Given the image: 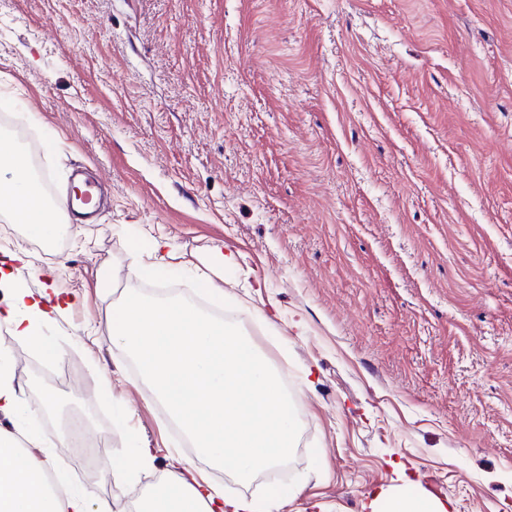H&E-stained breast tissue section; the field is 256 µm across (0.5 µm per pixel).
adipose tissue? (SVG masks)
I'll use <instances>...</instances> for the list:
<instances>
[{
    "label": "adipose tissue",
    "mask_w": 512,
    "mask_h": 512,
    "mask_svg": "<svg viewBox=\"0 0 512 512\" xmlns=\"http://www.w3.org/2000/svg\"><path fill=\"white\" fill-rule=\"evenodd\" d=\"M29 232L50 240L65 224L62 209L49 201L38 176L18 145L0 138V214ZM59 294L34 296L23 288L13 289L6 306L0 307V322L13 336L38 347L43 337L39 323L50 321L62 309ZM46 451L37 441L21 443L0 428V512H111L108 500H93L83 492H66L49 482ZM366 512H448L447 504L428 492L406 493L393 486L370 495ZM143 512H262L261 506L243 497H227L199 480L191 459H178L165 479L153 490Z\"/></svg>",
    "instance_id": "1"
}]
</instances>
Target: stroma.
<instances>
[{
	"instance_id": "stroma-1",
	"label": "stroma",
	"mask_w": 512,
	"mask_h": 512,
	"mask_svg": "<svg viewBox=\"0 0 512 512\" xmlns=\"http://www.w3.org/2000/svg\"><path fill=\"white\" fill-rule=\"evenodd\" d=\"M0 134L53 199L77 166L105 183L55 243L0 222L15 279L73 301L47 345L11 341L26 403L42 374L108 432L78 480L60 418L23 420L61 485L124 512L178 453L272 512L401 484L512 512V0H0ZM161 239L175 274L245 256L227 317L301 424L281 477L200 457L113 343Z\"/></svg>"
}]
</instances>
